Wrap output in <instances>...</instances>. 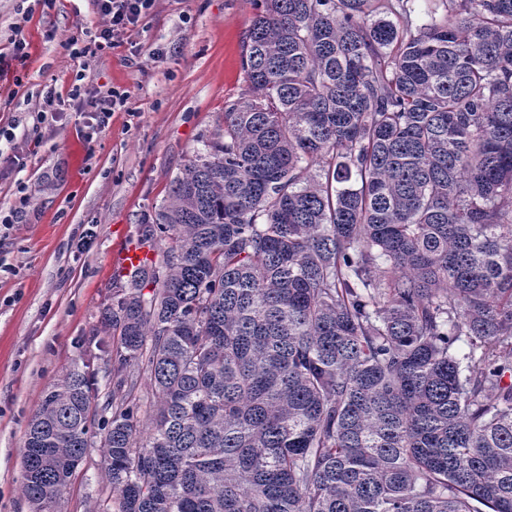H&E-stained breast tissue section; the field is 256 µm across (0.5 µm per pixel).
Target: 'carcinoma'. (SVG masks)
<instances>
[{"mask_svg": "<svg viewBox=\"0 0 512 512\" xmlns=\"http://www.w3.org/2000/svg\"><path fill=\"white\" fill-rule=\"evenodd\" d=\"M410 2L259 0L113 293L112 401L74 367L27 424L33 512L94 424L102 512H512V0Z\"/></svg>", "mask_w": 512, "mask_h": 512, "instance_id": "cac0c4a2", "label": "carcinoma"}]
</instances>
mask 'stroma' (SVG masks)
Masks as SVG:
<instances>
[{
  "instance_id": "1",
  "label": "stroma",
  "mask_w": 512,
  "mask_h": 512,
  "mask_svg": "<svg viewBox=\"0 0 512 512\" xmlns=\"http://www.w3.org/2000/svg\"><path fill=\"white\" fill-rule=\"evenodd\" d=\"M253 0H155L119 47L73 57L77 25L96 27L93 0H59L43 13L36 0H0V53L12 25L28 43L25 63L0 77V126L13 125L31 156L24 170L0 165V210L25 185L19 223L0 230V512H31L22 492L23 434L44 390L73 366L93 377L92 405L103 408L116 340L106 312L127 285L117 246L137 240L168 198L173 179L204 151L226 104L247 88L243 42ZM166 53L154 57L155 48ZM128 91L108 127L85 137V118L35 113L47 85L65 92L78 78ZM92 231L89 248L77 246ZM112 494L101 447L89 448L54 512H101Z\"/></svg>"
}]
</instances>
